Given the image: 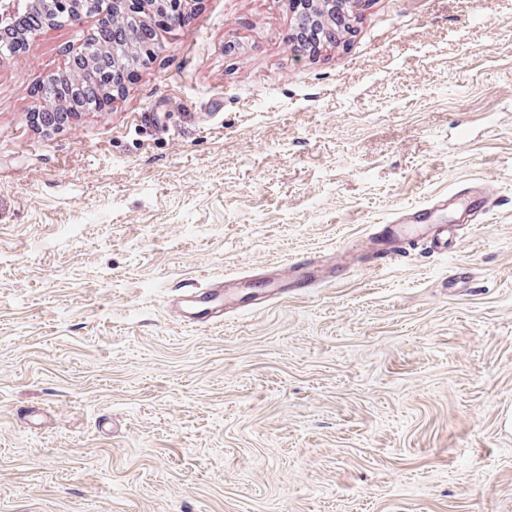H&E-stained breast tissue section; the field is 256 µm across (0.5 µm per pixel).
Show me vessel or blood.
Segmentation results:
<instances>
[{
  "instance_id": "1",
  "label": "vessel or blood",
  "mask_w": 512,
  "mask_h": 512,
  "mask_svg": "<svg viewBox=\"0 0 512 512\" xmlns=\"http://www.w3.org/2000/svg\"><path fill=\"white\" fill-rule=\"evenodd\" d=\"M482 206V198L468 187L405 210L386 224L380 225L376 238L378 246L376 256L381 260L392 258L399 245L424 235L429 236L437 248H445L453 227L441 220V213L452 208L459 213L461 220L467 221ZM288 267L295 272L293 286L305 288L332 282L346 270L345 265L342 264L320 267L315 259L307 256L291 258ZM173 306L189 325L212 324L223 315L224 287L219 284L195 289L174 300Z\"/></svg>"
}]
</instances>
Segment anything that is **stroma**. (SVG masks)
I'll return each instance as SVG.
<instances>
[{"label":"stroma","instance_id":"35a3bbf8","mask_svg":"<svg viewBox=\"0 0 512 512\" xmlns=\"http://www.w3.org/2000/svg\"><path fill=\"white\" fill-rule=\"evenodd\" d=\"M98 21L0 53V512H512V0H365L315 56L291 0H195L35 128ZM472 183L447 252L371 268L374 225ZM298 255L349 271L169 307ZM232 285L233 281H228L224 285L196 288L174 300L173 307L191 326L212 324L223 316L224 294Z\"/></svg>","mask_w":512,"mask_h":512}]
</instances>
